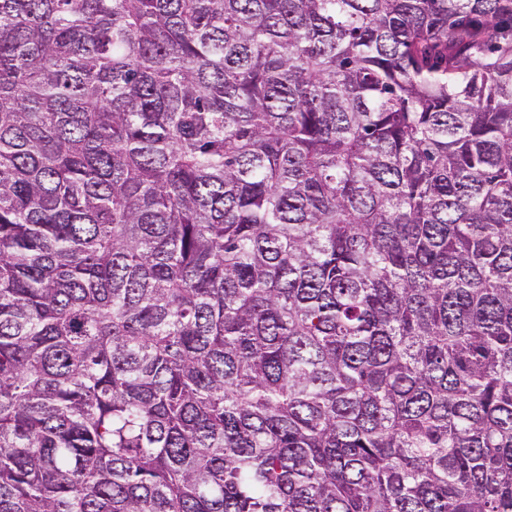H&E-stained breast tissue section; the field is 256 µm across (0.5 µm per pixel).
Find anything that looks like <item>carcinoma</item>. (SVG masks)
Listing matches in <instances>:
<instances>
[{
    "label": "carcinoma",
    "mask_w": 512,
    "mask_h": 512,
    "mask_svg": "<svg viewBox=\"0 0 512 512\" xmlns=\"http://www.w3.org/2000/svg\"><path fill=\"white\" fill-rule=\"evenodd\" d=\"M0 512H512V0H0Z\"/></svg>",
    "instance_id": "carcinoma-1"
}]
</instances>
